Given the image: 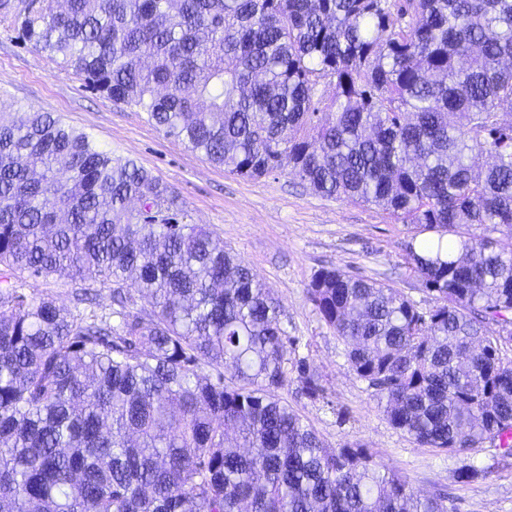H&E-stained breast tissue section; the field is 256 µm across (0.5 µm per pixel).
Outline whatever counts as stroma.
Instances as JSON below:
<instances>
[{
  "mask_svg": "<svg viewBox=\"0 0 512 512\" xmlns=\"http://www.w3.org/2000/svg\"><path fill=\"white\" fill-rule=\"evenodd\" d=\"M0 102L49 112L85 131L113 156L130 159L181 198L186 221L207 228L262 279L280 305V322L318 377L319 397L296 376L279 395L331 446L357 442L384 468L404 473L415 491L444 496L450 512H512V464L492 446L450 454L417 445L393 428L365 382L351 369L343 343L317 316L306 287L320 270L338 268L397 288L420 309L435 306L405 262L412 226L381 207L315 194L299 178L275 172L233 175L164 135L145 112L85 87L61 67L0 27ZM464 465L483 477L463 485Z\"/></svg>",
  "mask_w": 512,
  "mask_h": 512,
  "instance_id": "obj_1",
  "label": "stroma"
}]
</instances>
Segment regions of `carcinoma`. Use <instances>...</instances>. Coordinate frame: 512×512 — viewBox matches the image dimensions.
I'll use <instances>...</instances> for the list:
<instances>
[{
	"label": "carcinoma",
	"instance_id": "carcinoma-1",
	"mask_svg": "<svg viewBox=\"0 0 512 512\" xmlns=\"http://www.w3.org/2000/svg\"><path fill=\"white\" fill-rule=\"evenodd\" d=\"M0 26L234 175L437 234L407 253L428 311L336 269L307 298L393 428L512 456V251L471 231L512 233V0H0ZM184 219L134 161L0 106V512H448L279 398V306ZM51 275L80 284L74 309L25 291ZM102 290L115 309L79 307Z\"/></svg>",
	"mask_w": 512,
	"mask_h": 512
}]
</instances>
